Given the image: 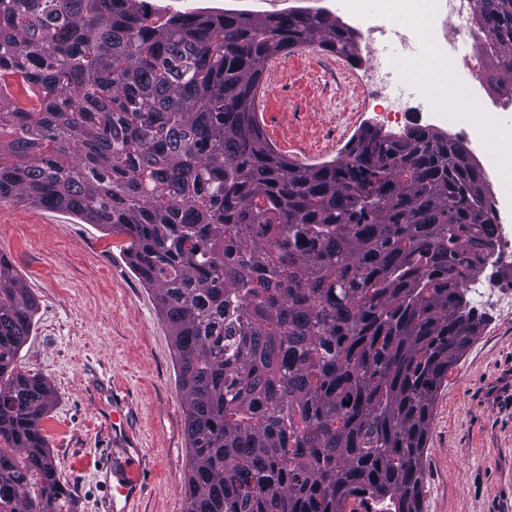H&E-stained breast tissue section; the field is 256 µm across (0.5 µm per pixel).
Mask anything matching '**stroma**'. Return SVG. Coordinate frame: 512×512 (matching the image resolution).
Wrapping results in <instances>:
<instances>
[{
    "mask_svg": "<svg viewBox=\"0 0 512 512\" xmlns=\"http://www.w3.org/2000/svg\"><path fill=\"white\" fill-rule=\"evenodd\" d=\"M171 10L279 14L322 9L343 23L344 0H151ZM355 58L292 48L264 65L256 108L261 128L288 160L340 157L364 127L401 134L413 125L442 133L471 104L451 85L401 105L397 121L376 105L351 111L348 77L373 62L364 39ZM433 100L435 111L424 103ZM124 236L69 213L0 200V252L36 302L20 368L41 373L57 400L42 421L52 459L70 490L69 512H108L97 451L112 447L107 419L116 399L149 465L134 512H184L190 450L168 325L151 288L132 270ZM485 323L448 371L433 405L423 456L421 512H512V310L478 304Z\"/></svg>",
    "mask_w": 512,
    "mask_h": 512,
    "instance_id": "stroma-1",
    "label": "stroma"
}]
</instances>
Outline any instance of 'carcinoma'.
I'll use <instances>...</instances> for the list:
<instances>
[{
	"mask_svg": "<svg viewBox=\"0 0 512 512\" xmlns=\"http://www.w3.org/2000/svg\"><path fill=\"white\" fill-rule=\"evenodd\" d=\"M512 68V0H477ZM355 56L322 10L169 12L145 0H0V199L128 239L170 329L186 409V512H420L435 395L479 335L467 281L500 242L461 141L364 127L344 158L278 154L264 63ZM34 303L0 259V512H66L17 366Z\"/></svg>",
	"mask_w": 512,
	"mask_h": 512,
	"instance_id": "1",
	"label": "carcinoma"
}]
</instances>
